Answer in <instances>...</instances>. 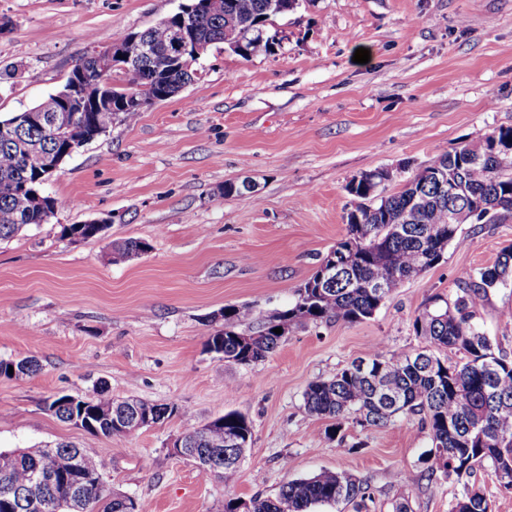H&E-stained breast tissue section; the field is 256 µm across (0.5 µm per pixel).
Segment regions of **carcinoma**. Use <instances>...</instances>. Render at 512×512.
Returning a JSON list of instances; mask_svg holds the SVG:
<instances>
[{"label": "carcinoma", "mask_w": 512, "mask_h": 512, "mask_svg": "<svg viewBox=\"0 0 512 512\" xmlns=\"http://www.w3.org/2000/svg\"><path fill=\"white\" fill-rule=\"evenodd\" d=\"M196 16L199 38L211 45L230 46L265 28L266 0H204ZM176 20L162 22L143 31L152 45L151 56L142 60L141 77L155 87L156 97L169 100L193 78V72L173 66L167 51L171 28ZM92 80H102L114 71L112 61L85 55L79 62ZM62 107L52 93L32 110L55 115ZM140 114L112 101V93L99 86L97 101L87 112H74L75 121L85 133L106 132L116 122H131ZM24 141L41 153L52 156L57 143L42 127L17 122V116L0 121V241L13 237L30 225L44 224L49 218L41 186L51 177L43 167L28 163L18 142ZM461 170L466 193L457 198L459 209L482 204V214L493 222L501 211L512 212V128H500L497 141L475 153L464 145L431 158L423 171L412 174L400 191L376 198L371 184L355 191L347 212V233L324 257L329 260L343 250L347 267L331 286H319L311 276L297 290L295 305L266 319L256 335L236 331L238 323L250 318L246 307L227 305L221 316L224 328L208 339V346L222 353L224 362L251 365L265 360L285 338L273 329L298 319L357 322L369 318L391 297L403 282L439 264L447 246L459 240L460 225L448 223V197L439 189L435 175L439 170ZM104 228L96 224H70L63 235L74 239L100 236ZM149 244L138 240L112 243V253L120 259L139 256ZM512 279V245L503 249L494 265L479 271V281L461 290L453 302L427 309L413 322L417 336L427 343L413 354L384 357L375 351L367 358L351 362L328 379L310 382L304 393L308 411L333 421L331 431L341 430L347 415H360V422L386 425L402 416L421 415L429 440L423 459L428 476H440L461 485L451 512H493L492 501L482 487L471 482L477 468L487 470L498 486L512 490V359L503 354L491 339L478 331L473 308L476 297ZM384 285L382 293L370 287ZM454 350L462 362L451 365L436 352ZM38 364L33 359L0 360V377L32 373ZM84 405L91 432L107 438L116 436L112 423L99 412L116 404L105 385L93 394H58L46 403V410L61 420L71 419V399ZM138 404L157 413L163 422L178 412L175 403ZM252 443V426L234 411L226 412L204 425L193 426L184 437L193 442L198 454H232L230 437ZM48 464L57 475L72 471L101 474V464L83 449L68 443L53 448L17 451L9 472L0 476V512H62L66 486L58 482L36 483L31 476ZM239 465L224 460V468L213 473L207 468L198 473L213 474L226 482L234 480ZM368 486L344 471H321L284 484L274 498L256 496L248 501L229 498L224 512H310L315 505L342 501H365ZM92 512H147L138 499L113 493L99 480L88 490Z\"/></svg>", "instance_id": "carcinoma-1"}]
</instances>
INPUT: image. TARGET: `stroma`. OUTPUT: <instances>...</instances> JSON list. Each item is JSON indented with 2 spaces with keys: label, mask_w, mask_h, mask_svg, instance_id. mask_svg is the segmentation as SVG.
Listing matches in <instances>:
<instances>
[{
  "label": "stroma",
  "mask_w": 512,
  "mask_h": 512,
  "mask_svg": "<svg viewBox=\"0 0 512 512\" xmlns=\"http://www.w3.org/2000/svg\"><path fill=\"white\" fill-rule=\"evenodd\" d=\"M184 0H0V118L57 91L87 52L149 28ZM280 44L250 58L211 46L178 96L118 122L46 182L54 215L0 241V359L36 360L0 378V450L70 442L101 464L112 489L149 512H223L228 498L276 496L290 480L346 471L366 502L314 512H451L459 488L430 480L419 416L369 426L348 418L327 437L308 384L374 348L423 347L412 327L454 300L512 244V214L463 224L437 266L406 280L374 316L290 323L262 362L224 363L206 342L224 306L251 309L250 336L346 234L349 182L389 169L378 196L400 190L436 154L512 127V0H301L274 18ZM370 51L355 63L358 48ZM247 194L222 195L228 181ZM105 219L102 236H62ZM147 253L120 260L113 241ZM474 324L512 358V280L476 300ZM177 403L179 414L107 438L46 409L56 393ZM228 411L252 425L232 483L199 476L170 443Z\"/></svg>",
  "instance_id": "stroma-1"
}]
</instances>
